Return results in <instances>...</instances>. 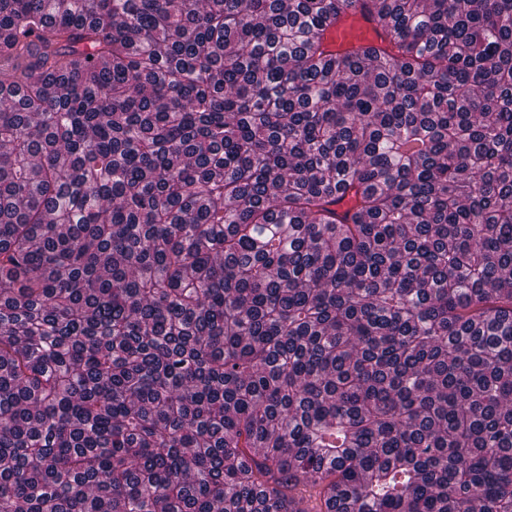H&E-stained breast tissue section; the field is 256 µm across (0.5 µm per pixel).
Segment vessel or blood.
<instances>
[{
  "instance_id": "1",
  "label": "vessel or blood",
  "mask_w": 512,
  "mask_h": 512,
  "mask_svg": "<svg viewBox=\"0 0 512 512\" xmlns=\"http://www.w3.org/2000/svg\"><path fill=\"white\" fill-rule=\"evenodd\" d=\"M391 35L378 20L371 0H354V4L338 19L328 32V42L336 51H352L358 47L377 43L389 45Z\"/></svg>"
}]
</instances>
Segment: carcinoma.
<instances>
[{"label": "carcinoma", "mask_w": 512, "mask_h": 512, "mask_svg": "<svg viewBox=\"0 0 512 512\" xmlns=\"http://www.w3.org/2000/svg\"><path fill=\"white\" fill-rule=\"evenodd\" d=\"M349 2L0 0V512H512V0ZM370 3L371 0H354V5L339 17L328 32L332 50L353 51L368 43L390 45L391 35L378 20Z\"/></svg>", "instance_id": "cac0c4a2"}]
</instances>
